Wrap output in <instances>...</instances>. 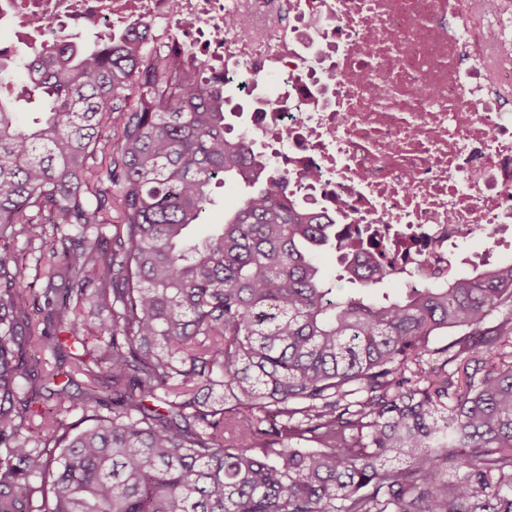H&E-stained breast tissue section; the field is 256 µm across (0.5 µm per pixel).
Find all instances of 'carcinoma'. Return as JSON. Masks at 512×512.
<instances>
[{
	"mask_svg": "<svg viewBox=\"0 0 512 512\" xmlns=\"http://www.w3.org/2000/svg\"><path fill=\"white\" fill-rule=\"evenodd\" d=\"M21 64L45 108L24 127L0 93V512H512V364L493 361L512 315L482 328L512 308V263L392 296L367 250L375 275L344 268L332 299L316 253L360 248L288 198L207 60L64 36ZM229 179L254 190L190 241ZM20 239L47 255L32 302ZM451 332L453 355L430 348ZM75 372L82 429L57 381Z\"/></svg>",
	"mask_w": 512,
	"mask_h": 512,
	"instance_id": "carcinoma-1",
	"label": "carcinoma"
}]
</instances>
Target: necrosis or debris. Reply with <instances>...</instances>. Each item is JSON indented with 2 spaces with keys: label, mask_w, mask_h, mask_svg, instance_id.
<instances>
[{
  "label": "necrosis or debris",
  "mask_w": 512,
  "mask_h": 512,
  "mask_svg": "<svg viewBox=\"0 0 512 512\" xmlns=\"http://www.w3.org/2000/svg\"><path fill=\"white\" fill-rule=\"evenodd\" d=\"M217 66L279 81L248 134L288 194L398 252L404 287L436 260H512V0H0V63L137 21Z\"/></svg>",
  "instance_id": "4bbe7bcc"
}]
</instances>
